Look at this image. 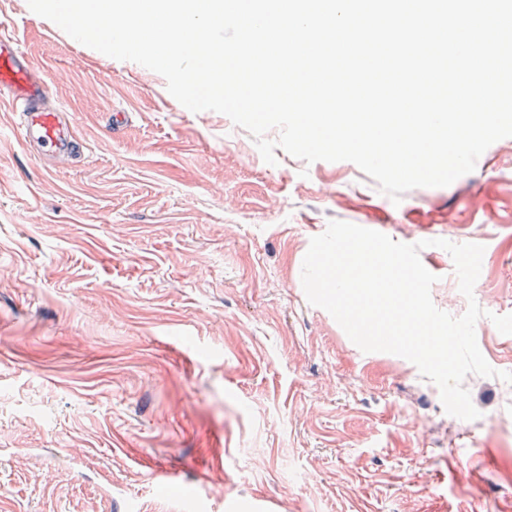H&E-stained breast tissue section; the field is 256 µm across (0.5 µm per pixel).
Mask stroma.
Instances as JSON below:
<instances>
[{
  "label": "stroma",
  "mask_w": 512,
  "mask_h": 512,
  "mask_svg": "<svg viewBox=\"0 0 512 512\" xmlns=\"http://www.w3.org/2000/svg\"><path fill=\"white\" fill-rule=\"evenodd\" d=\"M0 24L82 144L35 156L0 105V512H512V335L490 319L512 314V137L396 204L348 161L267 164L229 117L27 0H0ZM333 220L427 241L432 300L456 317L434 242L484 246L479 419L308 302L303 259Z\"/></svg>",
  "instance_id": "stroma-1"
}]
</instances>
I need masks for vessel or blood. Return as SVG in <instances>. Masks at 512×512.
<instances>
[{
	"instance_id": "obj_1",
	"label": "vessel or blood",
	"mask_w": 512,
	"mask_h": 512,
	"mask_svg": "<svg viewBox=\"0 0 512 512\" xmlns=\"http://www.w3.org/2000/svg\"><path fill=\"white\" fill-rule=\"evenodd\" d=\"M47 84L13 35L0 32V103L13 108L23 142L38 153L69 156L75 145L71 113L46 104Z\"/></svg>"
}]
</instances>
